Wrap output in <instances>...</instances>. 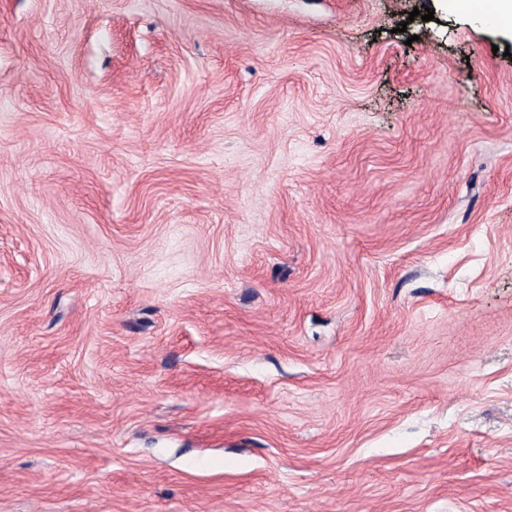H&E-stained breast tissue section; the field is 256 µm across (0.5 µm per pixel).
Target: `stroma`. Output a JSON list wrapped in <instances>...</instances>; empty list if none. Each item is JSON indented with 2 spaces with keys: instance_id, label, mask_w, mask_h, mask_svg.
I'll return each instance as SVG.
<instances>
[{
  "instance_id": "1",
  "label": "stroma",
  "mask_w": 512,
  "mask_h": 512,
  "mask_svg": "<svg viewBox=\"0 0 512 512\" xmlns=\"http://www.w3.org/2000/svg\"><path fill=\"white\" fill-rule=\"evenodd\" d=\"M508 46L0 0V512H512Z\"/></svg>"
}]
</instances>
